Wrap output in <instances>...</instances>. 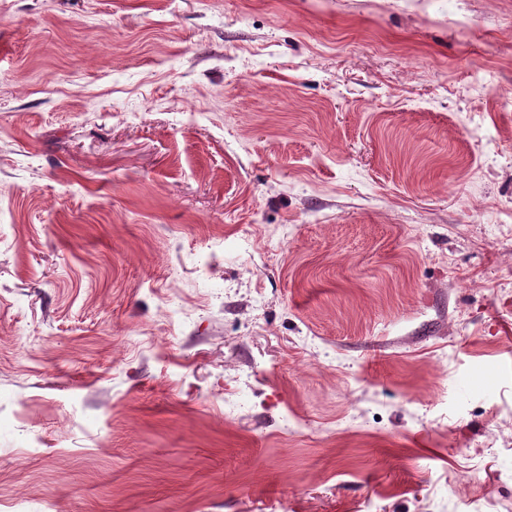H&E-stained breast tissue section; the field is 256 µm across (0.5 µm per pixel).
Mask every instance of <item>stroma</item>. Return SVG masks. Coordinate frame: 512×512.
Returning <instances> with one entry per match:
<instances>
[{
	"mask_svg": "<svg viewBox=\"0 0 512 512\" xmlns=\"http://www.w3.org/2000/svg\"><path fill=\"white\" fill-rule=\"evenodd\" d=\"M0 512H512V0H0Z\"/></svg>",
	"mask_w": 512,
	"mask_h": 512,
	"instance_id": "1",
	"label": "stroma"
}]
</instances>
